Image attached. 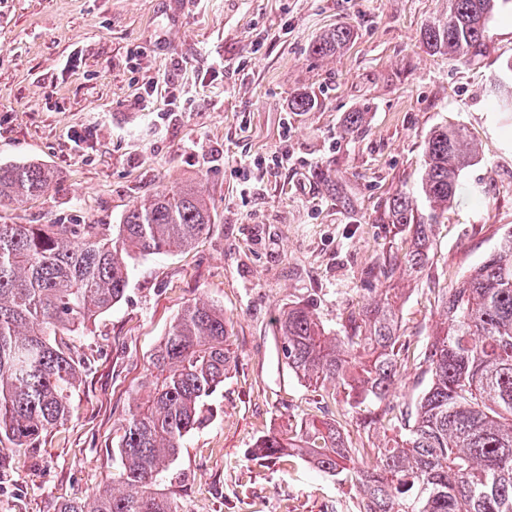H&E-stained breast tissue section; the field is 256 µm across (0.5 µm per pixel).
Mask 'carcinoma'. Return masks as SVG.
Returning <instances> with one entry per match:
<instances>
[{"instance_id":"obj_1","label":"carcinoma","mask_w":512,"mask_h":512,"mask_svg":"<svg viewBox=\"0 0 512 512\" xmlns=\"http://www.w3.org/2000/svg\"><path fill=\"white\" fill-rule=\"evenodd\" d=\"M498 0H448L445 17L424 26L433 54L469 60L486 47ZM353 38L338 25L312 44L333 56ZM493 110L512 112V60L500 66ZM477 158L459 127L439 126L425 141L420 193L401 191L388 223L412 232L407 272L427 259L433 226L462 189ZM52 173L33 164L0 165V207L44 193ZM212 211L196 187H163L119 224H0V455L33 446L66 420L86 362L70 335L123 298L127 260L192 246L211 232ZM444 326L426 338L431 382L407 410L392 396L405 370L406 343L397 304L384 295L351 313L334 336L312 305L293 302L274 321L281 350L298 377L343 390L350 408L370 412L385 401L404 433L373 449V462L351 468L353 449L329 423H309L289 437L259 438L251 456L273 461L294 451L331 476L350 480L359 512H512V230L441 300ZM231 321L204 301L187 304L150 355L148 384L133 392L120 421L118 486L77 493L57 512H178L158 492L184 438L203 421L208 398L235 365Z\"/></svg>"}]
</instances>
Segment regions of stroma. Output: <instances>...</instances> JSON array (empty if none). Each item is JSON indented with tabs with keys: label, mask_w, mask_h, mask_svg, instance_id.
<instances>
[{
	"label": "stroma",
	"mask_w": 512,
	"mask_h": 512,
	"mask_svg": "<svg viewBox=\"0 0 512 512\" xmlns=\"http://www.w3.org/2000/svg\"><path fill=\"white\" fill-rule=\"evenodd\" d=\"M448 0H0V165L35 163L54 179L0 208V224H117L164 186L192 185L215 224L193 247L132 262L122 301L73 336L90 368L72 411L36 447L0 457V512H56L111 481L118 423L148 359L187 303L222 306L236 364L208 399L160 481L179 512H358L350 483L296 457L253 461L261 436L336 424L362 465L397 420L361 421L343 392L292 373L273 320L313 305L339 331L385 290L409 346L397 383L406 406L430 376L425 338L443 292L512 228V118L491 112L512 60V0L484 54L430 53L423 27ZM331 57L312 53L336 25ZM153 96H146V88ZM310 93L315 106L290 109ZM365 124L345 133L348 113ZM460 124L480 149L459 199L435 225L418 273L395 268L411 245L384 223L393 196L416 193L424 145ZM352 38L353 32L348 26L337 25L313 43L312 52L321 57L333 56L343 49Z\"/></svg>",
	"instance_id": "35a3bbf8"
}]
</instances>
